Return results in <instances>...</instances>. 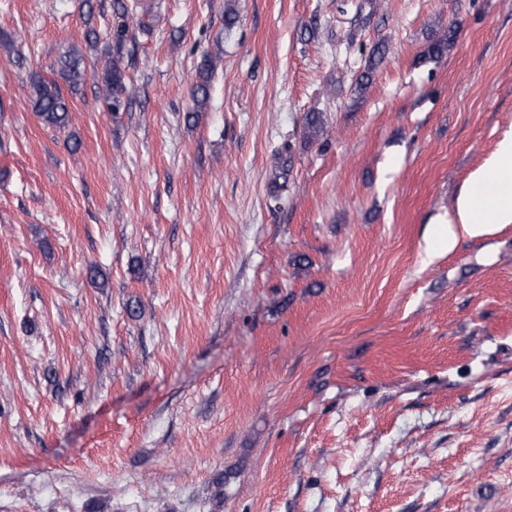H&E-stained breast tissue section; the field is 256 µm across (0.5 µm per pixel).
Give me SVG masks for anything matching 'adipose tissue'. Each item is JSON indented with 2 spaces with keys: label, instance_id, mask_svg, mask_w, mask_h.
<instances>
[{
  "label": "adipose tissue",
  "instance_id": "obj_1",
  "mask_svg": "<svg viewBox=\"0 0 512 512\" xmlns=\"http://www.w3.org/2000/svg\"><path fill=\"white\" fill-rule=\"evenodd\" d=\"M489 189L486 201L478 190ZM512 223V129L500 137L494 153L475 170L468 187L457 198L448 221L436 225L433 244L454 248L461 237H481Z\"/></svg>",
  "mask_w": 512,
  "mask_h": 512
}]
</instances>
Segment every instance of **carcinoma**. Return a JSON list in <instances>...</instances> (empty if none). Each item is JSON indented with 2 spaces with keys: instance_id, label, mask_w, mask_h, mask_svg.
<instances>
[{
  "instance_id": "1",
  "label": "carcinoma",
  "mask_w": 512,
  "mask_h": 512,
  "mask_svg": "<svg viewBox=\"0 0 512 512\" xmlns=\"http://www.w3.org/2000/svg\"><path fill=\"white\" fill-rule=\"evenodd\" d=\"M126 27L118 23L111 29V38L114 42L115 52L104 58L101 68V81L105 88L108 108L112 114L120 112L123 99L131 98L134 88L127 85L123 57L121 55L123 43L126 39ZM450 36L442 34L430 39L424 51L426 60L441 57L448 51ZM387 47L379 44L372 49L367 70L357 81V91H362L371 80L375 66L384 58ZM221 62L216 55H207L203 58L196 73L194 84L195 109L187 115V120L196 122L201 112L205 111L210 99L211 81ZM85 58L81 51L72 48L57 60V67L53 70L55 77L46 78L38 71H30L29 84L31 88L30 102L34 112L48 127L64 129L70 123V109L67 94L77 93L84 84L86 76ZM324 130V120L320 113L310 112L305 117L304 132L309 136H319ZM292 164L291 146L284 144L276 156V173L271 182V188L280 189L285 186L283 180L287 179Z\"/></svg>"
}]
</instances>
